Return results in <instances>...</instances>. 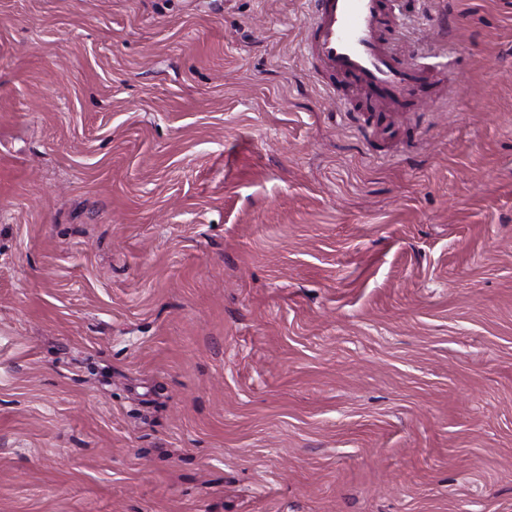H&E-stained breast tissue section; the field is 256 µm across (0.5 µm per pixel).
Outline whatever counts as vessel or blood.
I'll list each match as a JSON object with an SVG mask.
<instances>
[{"instance_id":"vessel-or-blood-1","label":"vessel or blood","mask_w":512,"mask_h":512,"mask_svg":"<svg viewBox=\"0 0 512 512\" xmlns=\"http://www.w3.org/2000/svg\"><path fill=\"white\" fill-rule=\"evenodd\" d=\"M304 49L357 86L371 105L426 99L416 68L391 56L381 38L382 0H307Z\"/></svg>"}]
</instances>
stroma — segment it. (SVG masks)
<instances>
[{
	"instance_id": "35a3bbf8",
	"label": "stroma",
	"mask_w": 512,
	"mask_h": 512,
	"mask_svg": "<svg viewBox=\"0 0 512 512\" xmlns=\"http://www.w3.org/2000/svg\"><path fill=\"white\" fill-rule=\"evenodd\" d=\"M387 13L370 146L305 0H0V512H512V0Z\"/></svg>"
}]
</instances>
